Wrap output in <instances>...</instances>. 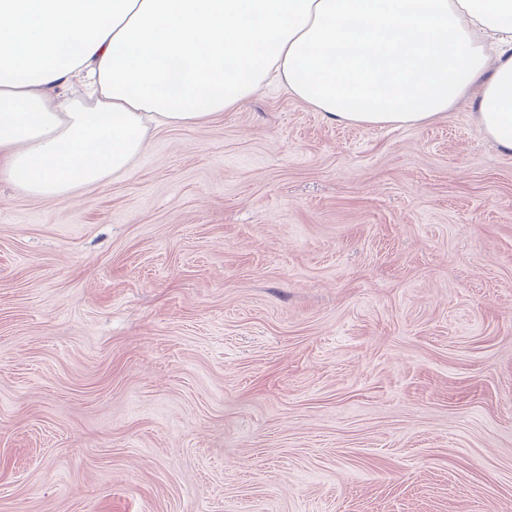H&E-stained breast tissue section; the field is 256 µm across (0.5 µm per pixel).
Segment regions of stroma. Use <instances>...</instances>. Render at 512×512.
<instances>
[{"label":"stroma","mask_w":512,"mask_h":512,"mask_svg":"<svg viewBox=\"0 0 512 512\" xmlns=\"http://www.w3.org/2000/svg\"><path fill=\"white\" fill-rule=\"evenodd\" d=\"M0 512H512V153L273 87L0 177Z\"/></svg>","instance_id":"1"}]
</instances>
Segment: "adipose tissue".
I'll use <instances>...</instances> for the list:
<instances>
[{
    "mask_svg": "<svg viewBox=\"0 0 512 512\" xmlns=\"http://www.w3.org/2000/svg\"><path fill=\"white\" fill-rule=\"evenodd\" d=\"M273 78L352 125L466 101L510 153L512 0H0V175L76 194Z\"/></svg>",
    "mask_w": 512,
    "mask_h": 512,
    "instance_id": "ef3b65f1",
    "label": "adipose tissue"
}]
</instances>
